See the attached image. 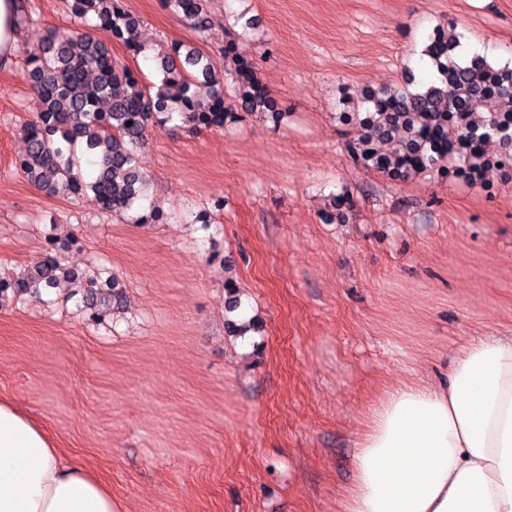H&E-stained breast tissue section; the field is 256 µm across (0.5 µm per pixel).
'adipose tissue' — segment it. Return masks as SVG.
Masks as SVG:
<instances>
[{"mask_svg":"<svg viewBox=\"0 0 512 512\" xmlns=\"http://www.w3.org/2000/svg\"><path fill=\"white\" fill-rule=\"evenodd\" d=\"M347 512H512V340L463 349L442 386L376 411ZM0 512H118L109 487L62 463L46 431L0 401Z\"/></svg>","mask_w":512,"mask_h":512,"instance_id":"adipose-tissue-1","label":"adipose tissue"}]
</instances>
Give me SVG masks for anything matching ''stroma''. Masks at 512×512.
I'll return each instance as SVG.
<instances>
[{
    "label": "stroma",
    "instance_id": "35a3bbf8",
    "mask_svg": "<svg viewBox=\"0 0 512 512\" xmlns=\"http://www.w3.org/2000/svg\"><path fill=\"white\" fill-rule=\"evenodd\" d=\"M26 3L35 22L0 68V277L53 240L62 264L116 277L123 303L94 322L67 283L1 299L0 400L120 512H346L387 394L446 381L472 340L512 339V173L392 180L354 157L340 114L363 88L436 82L423 49L438 28L512 66V0H207L202 39L159 0H125L142 52L97 37L133 72L159 80L179 43L220 64L230 43L287 116L152 125L147 190L123 214L14 170L35 118L21 64L73 23L62 0ZM244 317L252 331L230 332Z\"/></svg>",
    "mask_w": 512,
    "mask_h": 512
}]
</instances>
